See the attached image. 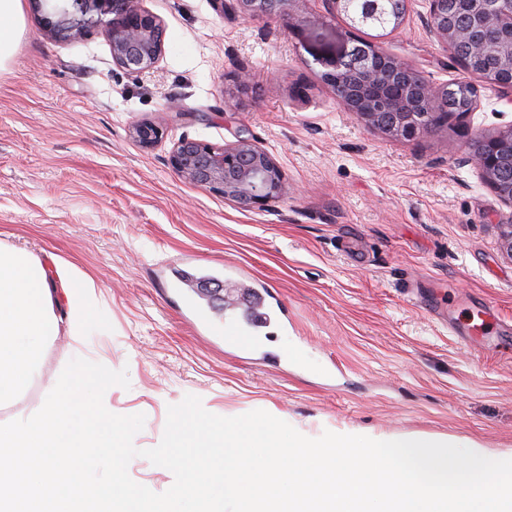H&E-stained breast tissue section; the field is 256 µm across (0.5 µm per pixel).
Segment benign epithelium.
<instances>
[{
	"label": "benign epithelium",
	"mask_w": 512,
	"mask_h": 512,
	"mask_svg": "<svg viewBox=\"0 0 512 512\" xmlns=\"http://www.w3.org/2000/svg\"><path fill=\"white\" fill-rule=\"evenodd\" d=\"M247 18H278L294 28L296 0H236ZM348 32L398 30L405 10L386 13V0H363L356 11L347 0H326ZM430 27L445 46L464 40L466 53L454 58L465 70L480 74L494 87L512 91V0H425ZM43 12L47 33L59 41L80 40L90 28L103 27L112 62L136 74L154 72L163 57V28L157 16L140 6V0H34ZM463 13L460 28L448 27V12ZM323 79L337 90L338 103L355 114L369 129L388 138L414 139L448 120L440 111L448 89L424 82L410 84L405 76L417 74L408 62L378 45H356L338 56L322 58ZM130 136L150 148L163 138V130L150 121L134 124ZM512 162V125L481 138V146L468 162L504 202L512 205V173L503 161ZM170 160L175 171L193 185L220 192L245 207H262L286 194V183L274 157L247 137L223 147L189 139L174 142Z\"/></svg>",
	"instance_id": "benign-epithelium-1"
}]
</instances>
